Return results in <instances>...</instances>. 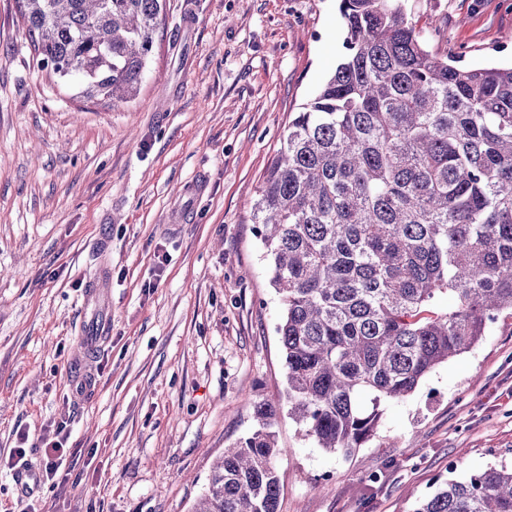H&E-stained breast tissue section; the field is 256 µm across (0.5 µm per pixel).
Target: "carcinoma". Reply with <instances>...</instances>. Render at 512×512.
Returning <instances> with one entry per match:
<instances>
[{
  "instance_id": "carcinoma-1",
  "label": "carcinoma",
  "mask_w": 512,
  "mask_h": 512,
  "mask_svg": "<svg viewBox=\"0 0 512 512\" xmlns=\"http://www.w3.org/2000/svg\"><path fill=\"white\" fill-rule=\"evenodd\" d=\"M38 67L133 100L166 0H16ZM345 54L288 122L252 211L283 313L288 415L348 455L381 406L512 315V65L458 66L409 0H340ZM215 463L192 512H278L273 427ZM413 512H512V467L449 480Z\"/></svg>"
}]
</instances>
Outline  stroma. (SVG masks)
I'll list each match as a JSON object with an SVG mask.
<instances>
[{
  "label": "stroma",
  "mask_w": 512,
  "mask_h": 512,
  "mask_svg": "<svg viewBox=\"0 0 512 512\" xmlns=\"http://www.w3.org/2000/svg\"><path fill=\"white\" fill-rule=\"evenodd\" d=\"M410 3L432 51L512 63V0ZM343 40L338 0H167L140 91L115 107L41 71L0 0V457L29 435L26 471L0 468V512H191L254 403L284 396L250 206ZM101 263L112 321L91 348ZM59 424L70 465L43 481L40 436ZM275 431L279 512H413L448 479L511 466L512 317L387 402L350 455L284 410Z\"/></svg>",
  "instance_id": "1"
}]
</instances>
